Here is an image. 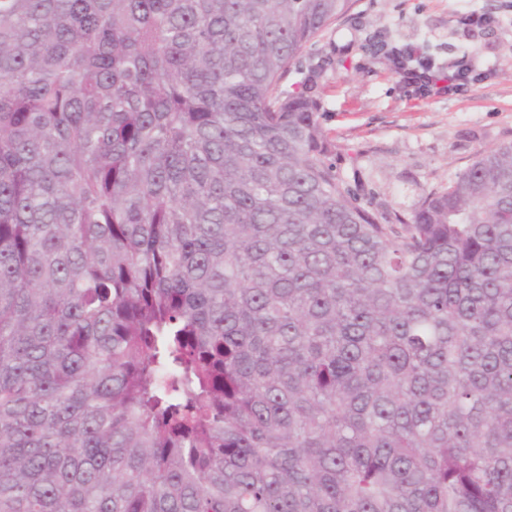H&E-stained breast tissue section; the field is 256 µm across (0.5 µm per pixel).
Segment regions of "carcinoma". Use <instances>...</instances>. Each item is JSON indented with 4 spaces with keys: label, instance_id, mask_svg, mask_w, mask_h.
<instances>
[{
    "label": "carcinoma",
    "instance_id": "obj_1",
    "mask_svg": "<svg viewBox=\"0 0 512 512\" xmlns=\"http://www.w3.org/2000/svg\"><path fill=\"white\" fill-rule=\"evenodd\" d=\"M353 4L0 0V512H512V142L362 204Z\"/></svg>",
    "mask_w": 512,
    "mask_h": 512
}]
</instances>
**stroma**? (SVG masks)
Listing matches in <instances>:
<instances>
[{
    "instance_id": "35a3bbf8",
    "label": "stroma",
    "mask_w": 512,
    "mask_h": 512,
    "mask_svg": "<svg viewBox=\"0 0 512 512\" xmlns=\"http://www.w3.org/2000/svg\"><path fill=\"white\" fill-rule=\"evenodd\" d=\"M473 11L494 24L462 26L460 15ZM408 47L440 73L472 54L482 78L462 94L405 85L390 57ZM313 68L339 173L379 211L410 209L478 151L512 142V0H356L342 22L307 44L285 85Z\"/></svg>"
}]
</instances>
